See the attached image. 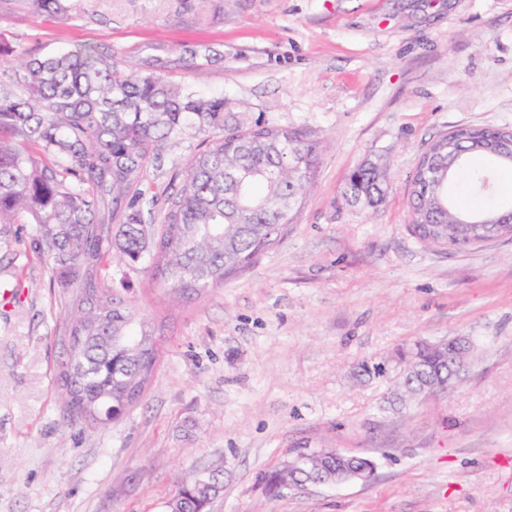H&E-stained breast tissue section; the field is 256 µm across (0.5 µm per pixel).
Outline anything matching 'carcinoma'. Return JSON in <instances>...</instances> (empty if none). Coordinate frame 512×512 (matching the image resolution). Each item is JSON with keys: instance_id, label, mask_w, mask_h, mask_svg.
<instances>
[{"instance_id": "cac0c4a2", "label": "carcinoma", "mask_w": 512, "mask_h": 512, "mask_svg": "<svg viewBox=\"0 0 512 512\" xmlns=\"http://www.w3.org/2000/svg\"><path fill=\"white\" fill-rule=\"evenodd\" d=\"M37 13L67 14V0H29ZM156 57L132 75L122 73L100 46L28 56L17 91L0 92V224H34L24 247L45 255L69 291L68 349L57 382L63 413L72 421L105 426L133 406L132 386L146 389L158 360L152 326L124 295L105 283L103 259L116 253L133 266L157 223L152 266L160 287L180 301L193 300L250 267L293 223L314 184L321 142L278 123L248 124L222 96L204 97L175 85ZM208 136L175 175L179 186L155 213L141 189L149 166L167 142ZM500 129L459 127L458 150L448 155V133L433 139L424 165L407 183L411 234L426 247L446 249L462 222L512 221V207L475 212L448 197V183L467 172L475 156L494 165L472 173L473 189H492L495 170L512 161L473 148ZM390 186L385 170L367 161L346 179L343 195L377 207ZM112 198L115 238L100 233L98 214ZM456 362L429 343L402 352L391 391L404 406L465 371L470 342L456 341ZM319 463L357 472L366 459H338L322 450ZM224 465L207 483L183 482L174 498L179 512H206L220 488ZM304 479L281 467L265 476L279 492Z\"/></svg>"}]
</instances>
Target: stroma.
<instances>
[{
    "label": "stroma",
    "mask_w": 512,
    "mask_h": 512,
    "mask_svg": "<svg viewBox=\"0 0 512 512\" xmlns=\"http://www.w3.org/2000/svg\"><path fill=\"white\" fill-rule=\"evenodd\" d=\"M65 16L0 0V86L15 61L96 43L123 72L154 56L166 80L224 96L246 122L324 141L294 224L250 268L177 302L149 260L104 273L149 320L158 363L140 404L104 427L64 417L62 288L34 227L0 234V512H166L195 469L223 463L209 512H512V240L434 250L409 233L405 183L429 140L512 128V0H224L191 23L170 0H71ZM220 59L181 61L195 44ZM199 138L170 143L143 188L163 201ZM391 191H341L365 160ZM467 337L465 380L388 405L398 351ZM385 366L380 378L362 363ZM300 448L370 458L365 481L271 493Z\"/></svg>",
    "instance_id": "35a3bbf8"
}]
</instances>
